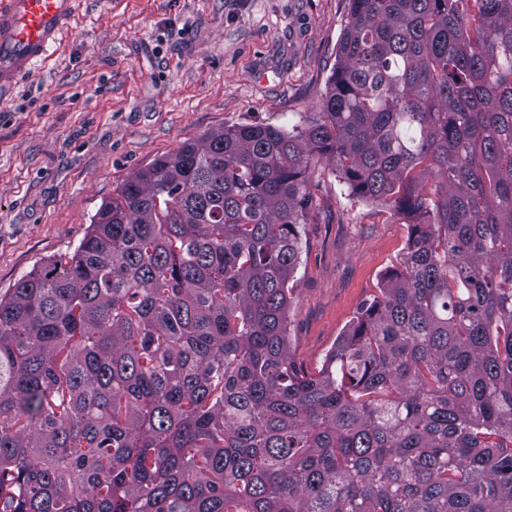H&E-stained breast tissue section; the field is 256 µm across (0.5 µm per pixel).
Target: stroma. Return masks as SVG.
I'll return each mask as SVG.
<instances>
[{"label":"stroma","instance_id":"obj_1","mask_svg":"<svg viewBox=\"0 0 512 512\" xmlns=\"http://www.w3.org/2000/svg\"><path fill=\"white\" fill-rule=\"evenodd\" d=\"M348 0H81L50 56L0 98V296L70 256L129 176L211 130L317 116ZM289 351L320 369L397 266L409 228L311 174Z\"/></svg>","mask_w":512,"mask_h":512}]
</instances>
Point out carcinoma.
<instances>
[{
    "label": "carcinoma",
    "mask_w": 512,
    "mask_h": 512,
    "mask_svg": "<svg viewBox=\"0 0 512 512\" xmlns=\"http://www.w3.org/2000/svg\"><path fill=\"white\" fill-rule=\"evenodd\" d=\"M316 159L414 223L309 375ZM0 512H512V0H349L314 122L157 159L0 297Z\"/></svg>",
    "instance_id": "1"
}]
</instances>
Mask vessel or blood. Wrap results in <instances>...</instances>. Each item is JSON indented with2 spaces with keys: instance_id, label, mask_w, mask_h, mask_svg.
<instances>
[{
  "instance_id": "1",
  "label": "vessel or blood",
  "mask_w": 512,
  "mask_h": 512,
  "mask_svg": "<svg viewBox=\"0 0 512 512\" xmlns=\"http://www.w3.org/2000/svg\"><path fill=\"white\" fill-rule=\"evenodd\" d=\"M80 0H0V91L31 73L67 30Z\"/></svg>"
}]
</instances>
